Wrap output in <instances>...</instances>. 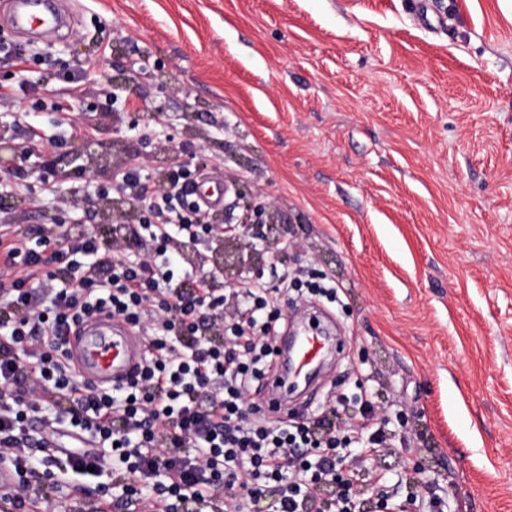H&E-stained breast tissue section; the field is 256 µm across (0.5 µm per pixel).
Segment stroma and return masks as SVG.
I'll list each match as a JSON object with an SVG mask.
<instances>
[{"mask_svg": "<svg viewBox=\"0 0 512 512\" xmlns=\"http://www.w3.org/2000/svg\"><path fill=\"white\" fill-rule=\"evenodd\" d=\"M71 26L0 101L26 154L7 177L0 227L46 224L137 159L196 165L271 205L288 225L282 274L326 272L339 299L283 297V314L328 313L349 348L302 415L363 377L401 412L373 462L394 501L421 478L444 512H512V0H60ZM76 65L75 100L56 59ZM117 95L110 104L109 95ZM88 144L95 177L68 175ZM59 179L27 200L43 164ZM425 459L420 476L410 469ZM119 480L56 473L51 512H91Z\"/></svg>", "mask_w": 512, "mask_h": 512, "instance_id": "35a3bbf8", "label": "stroma"}]
</instances>
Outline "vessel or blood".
<instances>
[{
	"label": "vessel or blood",
	"mask_w": 512,
	"mask_h": 512,
	"mask_svg": "<svg viewBox=\"0 0 512 512\" xmlns=\"http://www.w3.org/2000/svg\"><path fill=\"white\" fill-rule=\"evenodd\" d=\"M52 0H12L10 26L13 32L51 30L60 17L51 6ZM194 197L202 208L220 211L227 191L222 179L206 172L194 182ZM279 353L288 354L290 371H271L265 382V394L257 405L261 414L291 417L292 412L277 391L288 380L289 372H302L314 361L323 359L329 350L327 337L295 336L293 327H286L275 338ZM69 358L80 379L98 390L126 385L137 373L146 356L142 336L125 321L103 311L85 318L69 337Z\"/></svg>",
	"instance_id": "obj_1"
}]
</instances>
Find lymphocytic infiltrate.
<instances>
[{"instance_id":"1","label":"lymphocytic infiltrate","mask_w":512,"mask_h":512,"mask_svg":"<svg viewBox=\"0 0 512 512\" xmlns=\"http://www.w3.org/2000/svg\"><path fill=\"white\" fill-rule=\"evenodd\" d=\"M197 175L184 167L150 190L143 164L114 176L112 189L143 203L145 214L129 224L132 237L153 244L148 255L115 252L94 236L74 242L63 225L39 228L28 239L0 234V461L17 476L16 500L36 503L43 487L27 476L37 462L35 425L61 427L71 447L61 465L135 474L120 495L100 501L94 512L119 504L149 512H191L220 495L224 512H253L274 496L276 512H311L325 489L336 492V512H351V490L341 474L352 459L370 461L377 433L326 429L322 420H268L247 414L252 387L262 386L274 366L273 341L288 291L335 302L328 278L284 280L266 288L243 282L247 321L226 329L221 346H180L196 333L207 308L222 297L208 282L184 296L181 268L171 241L192 243L205 231L206 215L185 200ZM132 324L147 341L144 364L126 386L97 391L85 385L68 359L72 327L101 310ZM194 450L183 453L184 442Z\"/></svg>"}]
</instances>
